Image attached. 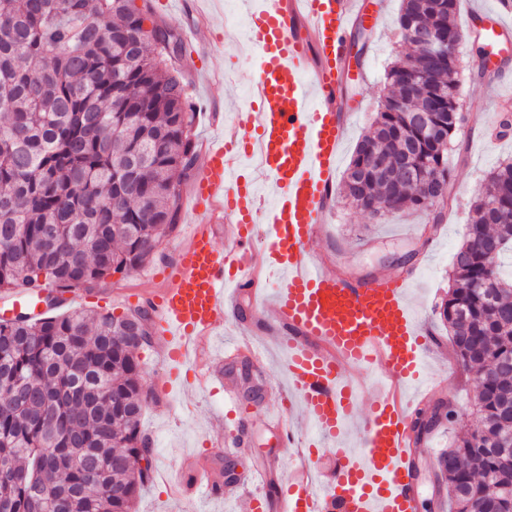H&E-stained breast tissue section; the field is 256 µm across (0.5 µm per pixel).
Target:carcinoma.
Masks as SVG:
<instances>
[{
	"label": "carcinoma",
	"mask_w": 512,
	"mask_h": 512,
	"mask_svg": "<svg viewBox=\"0 0 512 512\" xmlns=\"http://www.w3.org/2000/svg\"><path fill=\"white\" fill-rule=\"evenodd\" d=\"M458 0H403L412 52L389 68L344 198L375 220L450 206L448 157L460 122ZM134 0H0V292L63 295L150 262L176 229L195 164L196 112L172 60L180 32ZM429 25L436 54L412 36ZM392 177H380L376 157ZM512 161L471 205L440 318L474 388L478 420L440 453L448 512H512ZM149 321L80 310L0 320V512H135L150 468L140 344Z\"/></svg>",
	"instance_id": "cac0c4a2"
}]
</instances>
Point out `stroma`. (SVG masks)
Returning a JSON list of instances; mask_svg holds the SVG:
<instances>
[{
	"instance_id": "1",
	"label": "stroma",
	"mask_w": 512,
	"mask_h": 512,
	"mask_svg": "<svg viewBox=\"0 0 512 512\" xmlns=\"http://www.w3.org/2000/svg\"><path fill=\"white\" fill-rule=\"evenodd\" d=\"M154 18L187 31L190 14L199 10L221 31V42L199 45L185 40L181 65L189 82V94L196 112L192 131L196 145L231 133L237 139L251 137L244 118L250 106L247 100L249 80L257 68V56L245 41V20L238 13L235 0H147ZM401 0H386L387 26L372 31L359 65L365 76L349 82L346 95L362 105L354 113L347 129L336 171L344 173L355 147L369 130L379 108L386 84L388 66L407 53L396 29ZM485 53L481 42L470 40L460 49L463 111L466 122L457 130L455 149L448 159L450 184L455 197L454 208L447 214L443 228L435 239L422 238L429 217L421 212L401 210L380 221L351 210L343 197L336 195L333 211L327 216L313 250L329 270H346L354 275H402L413 272L409 294L416 314L434 349L426 358V371L433 374L439 387L438 397L452 402L458 415L451 428H439L428 435L426 455L418 459L420 500L424 512L434 506L437 486L433 468L436 457L447 449L454 434L471 428L473 386L460 367L449 333L439 317V305L450 286L453 255L463 243L469 208L485 183L489 172L504 159L512 158V135L496 141L482 140L478 131L495 119L500 99L512 98V58L505 60L489 79H470L471 66ZM193 181L182 187L179 220L174 233L160 245L153 260L145 267L126 275H114L105 282L112 291L108 301L90 299L88 291L66 294L62 311L83 309L122 316L129 312L130 295H148L161 288V272L166 260L174 258L193 224L199 218L193 209ZM248 299H241V322L224 327L219 338L208 341L206 357L216 375L204 385L186 379L189 365L174 366L162 351L148 345L140 349L143 385L150 400L142 417V428L153 442L151 479L136 502V512H161L168 496L171 475L187 478L185 461L207 467L215 481H224L225 461L235 470L265 466L277 460L275 488H282L296 466L291 449L285 448L278 433L267 426L265 412L274 408L267 388L282 384L278 360L282 353L271 338L257 337L264 354L262 364L225 352V344H235L249 334ZM233 377L237 397L252 408L247 426L241 427L224 399V379ZM225 443L220 454H206L207 443Z\"/></svg>"
}]
</instances>
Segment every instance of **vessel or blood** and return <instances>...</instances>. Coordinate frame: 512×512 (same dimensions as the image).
<instances>
[{
	"label": "vessel or blood",
	"mask_w": 512,
	"mask_h": 512,
	"mask_svg": "<svg viewBox=\"0 0 512 512\" xmlns=\"http://www.w3.org/2000/svg\"><path fill=\"white\" fill-rule=\"evenodd\" d=\"M245 37L260 61L246 118L257 137L239 148L205 143L194 195L203 217L193 225L164 284L151 297L160 339L171 360L230 322L239 294L255 302L252 316L285 353L288 397L267 422L294 449L298 465L278 512H417L416 440L409 412L432 380L423 374L428 345L407 299L409 279L363 281L327 271L310 245L334 207L336 162L352 116L344 102L346 44L383 14L367 15L364 0H240ZM260 162L243 178L244 158ZM224 225L226 248L214 241ZM269 254L256 265V242ZM379 374L383 387L364 399L353 376ZM357 425L359 448L348 428ZM330 475L317 469L321 455ZM276 464L240 476L253 512L268 501ZM200 471L175 499L194 512L202 498L223 497Z\"/></svg>",
	"instance_id": "b4317fda"
}]
</instances>
